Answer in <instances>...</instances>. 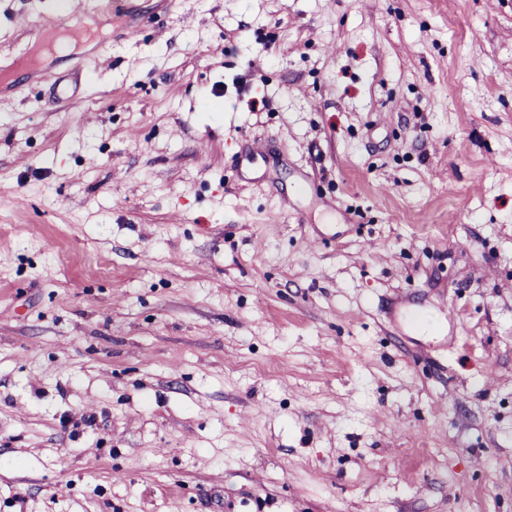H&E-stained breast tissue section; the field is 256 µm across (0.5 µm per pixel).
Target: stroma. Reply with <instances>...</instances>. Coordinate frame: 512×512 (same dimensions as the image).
<instances>
[{"label": "stroma", "instance_id": "stroma-1", "mask_svg": "<svg viewBox=\"0 0 512 512\" xmlns=\"http://www.w3.org/2000/svg\"><path fill=\"white\" fill-rule=\"evenodd\" d=\"M0 512H512V0H0Z\"/></svg>", "mask_w": 512, "mask_h": 512}]
</instances>
